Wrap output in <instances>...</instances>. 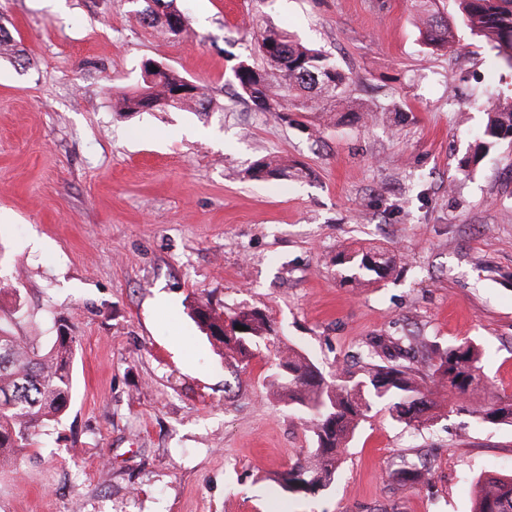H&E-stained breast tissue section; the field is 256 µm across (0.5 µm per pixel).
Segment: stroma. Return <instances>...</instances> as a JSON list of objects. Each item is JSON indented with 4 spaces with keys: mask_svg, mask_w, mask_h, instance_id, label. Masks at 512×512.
Instances as JSON below:
<instances>
[{
    "mask_svg": "<svg viewBox=\"0 0 512 512\" xmlns=\"http://www.w3.org/2000/svg\"><path fill=\"white\" fill-rule=\"evenodd\" d=\"M183 36L160 38L136 0H0L24 54L0 59V309L22 299L44 338L80 340L62 424L0 512H469L485 474L512 473V427L461 403L419 428L361 422L335 484L291 497L280 475L315 446L274 394L275 360H225L190 317L264 313L323 370L371 336L480 344L512 396V144L465 166L512 67L485 42L425 45L408 0H179ZM325 51L353 111L258 112L236 95L252 14ZM154 59L205 85L201 113L117 112ZM268 154L303 180H252ZM398 255L388 278L342 283L340 249ZM428 463L424 486L388 473Z\"/></svg>",
    "mask_w": 512,
    "mask_h": 512,
    "instance_id": "35a3bbf8",
    "label": "stroma"
}]
</instances>
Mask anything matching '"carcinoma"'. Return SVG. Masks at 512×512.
I'll use <instances>...</instances> for the list:
<instances>
[{"mask_svg":"<svg viewBox=\"0 0 512 512\" xmlns=\"http://www.w3.org/2000/svg\"><path fill=\"white\" fill-rule=\"evenodd\" d=\"M136 12L139 21L163 36L178 37L185 18L176 0H143ZM455 15L445 16L444 0H411L420 34L438 50L462 53L469 44L456 37L458 25L484 39L512 65V0H453ZM253 43L248 57L232 68L237 95L259 112H312L318 125L335 117L337 104L348 99V77L322 51L296 40L289 32L258 19L251 20ZM21 56L8 28L0 24V58ZM143 63L142 84L114 103L118 112L184 110L207 112L211 101L204 86L197 84L189 95H180L186 78L161 66L151 70ZM512 142V103H493L474 153L466 166L479 165L491 149ZM251 178L299 179L304 171L274 156H264L246 171ZM396 257L379 247H347L336 256V274L355 287L396 269ZM193 317L208 337L225 347V356L242 362L261 351H274L276 367L286 369L277 378L278 399L297 411L312 432L316 448L298 460L279 479L291 495H314L330 488L342 463L341 455L359 423L378 405L390 417L407 426L431 420L445 399L462 400L479 423L512 426V398L491 394L478 344L464 340L445 348L428 349L415 336L406 337L408 347L421 353L423 368L407 360L400 343L380 338L366 342L363 361L356 371L339 365L328 380L304 352L283 343L268 317L254 309L241 308L229 315L245 322L250 330L246 344L224 340L223 314L206 303L193 308ZM31 322L20 301L0 315V470L18 468L27 456L38 455L45 432L68 413L75 391L74 366L79 338L67 319L55 318L56 336L43 340L21 333ZM399 482L417 483L425 478L423 466L410 462L391 472ZM471 512H512V475L485 476L476 482Z\"/></svg>","mask_w":512,"mask_h":512,"instance_id":"cac0c4a2","label":"carcinoma"}]
</instances>
